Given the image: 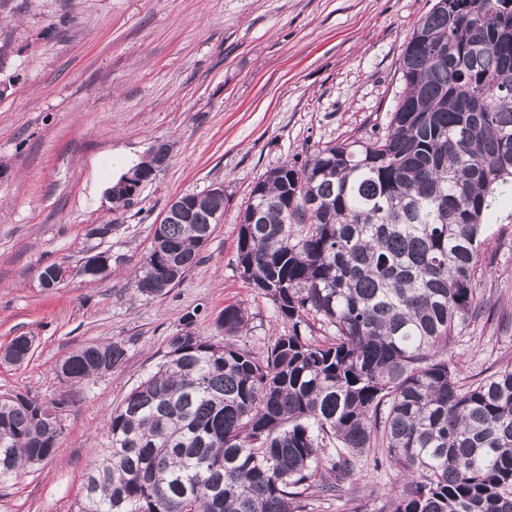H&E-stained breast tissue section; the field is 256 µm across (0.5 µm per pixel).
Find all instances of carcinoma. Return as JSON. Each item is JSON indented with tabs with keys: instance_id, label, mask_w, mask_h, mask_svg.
Returning a JSON list of instances; mask_svg holds the SVG:
<instances>
[{
	"instance_id": "obj_1",
	"label": "carcinoma",
	"mask_w": 512,
	"mask_h": 512,
	"mask_svg": "<svg viewBox=\"0 0 512 512\" xmlns=\"http://www.w3.org/2000/svg\"><path fill=\"white\" fill-rule=\"evenodd\" d=\"M383 134L314 150L260 175L240 211L237 269L284 334L237 343L231 304L205 335L186 313L164 360L107 417L108 448L77 512H307L317 477L343 491L373 453L412 480L389 512H512V367L459 384L448 337L480 306L479 238L512 196V0H435L402 58ZM169 144L137 164L161 170ZM154 228L134 292L184 281L229 198L186 193ZM331 335L313 336L315 325ZM17 336L8 352H31ZM120 342L62 362L74 385L121 367ZM63 400L0 397V482L56 456Z\"/></svg>"
}]
</instances>
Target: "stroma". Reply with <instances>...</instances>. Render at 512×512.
Returning <instances> with one entry per match:
<instances>
[{
    "instance_id": "obj_1",
    "label": "stroma",
    "mask_w": 512,
    "mask_h": 512,
    "mask_svg": "<svg viewBox=\"0 0 512 512\" xmlns=\"http://www.w3.org/2000/svg\"><path fill=\"white\" fill-rule=\"evenodd\" d=\"M432 0H0V352L32 337L23 364L0 361V395L69 405L57 456L0 484V512H76L107 446L104 420L155 371L182 316L208 333L226 305L249 315L250 347L284 332L236 268L239 211L286 160L385 128L403 90L402 54ZM167 141V167L130 211L108 195L123 167ZM122 158L123 167L112 166ZM223 184L229 202L184 282L147 302L130 286L176 196ZM113 225L105 240L90 236ZM110 250L111 274L45 290L41 268ZM484 308L448 341L460 383L512 367V200L481 245ZM118 341L125 363L90 384L55 374L84 345ZM404 478L365 466L309 512H384Z\"/></svg>"
}]
</instances>
